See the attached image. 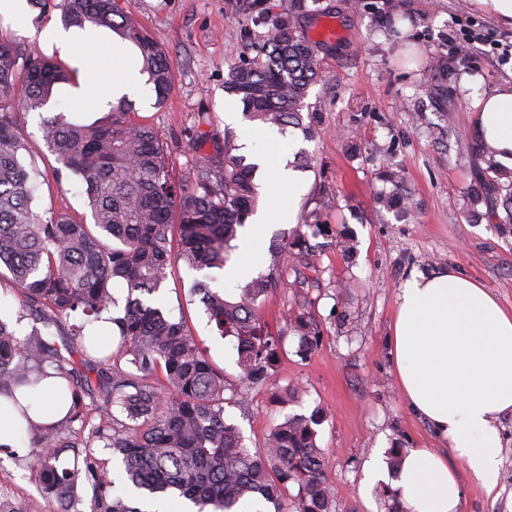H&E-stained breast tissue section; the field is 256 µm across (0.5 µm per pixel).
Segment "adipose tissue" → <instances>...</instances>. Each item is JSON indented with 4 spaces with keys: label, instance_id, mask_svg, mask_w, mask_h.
<instances>
[{
    "label": "adipose tissue",
    "instance_id": "obj_1",
    "mask_svg": "<svg viewBox=\"0 0 512 512\" xmlns=\"http://www.w3.org/2000/svg\"><path fill=\"white\" fill-rule=\"evenodd\" d=\"M473 107L471 133L492 149L496 164L512 169V85L476 98ZM294 221L292 205L269 200L243 232L244 257L225 269V285L252 279L269 225ZM388 345L405 403L451 450L447 456L430 448L405 450L395 487L406 512H463V472L486 496L498 498L499 421L512 416V311L459 273L415 274L399 294ZM57 387L49 378L27 395L25 419L0 394V451L26 453L28 422L48 425L65 416L68 406ZM452 457L458 467L449 465Z\"/></svg>",
    "mask_w": 512,
    "mask_h": 512
}]
</instances>
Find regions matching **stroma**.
<instances>
[{
	"mask_svg": "<svg viewBox=\"0 0 512 512\" xmlns=\"http://www.w3.org/2000/svg\"><path fill=\"white\" fill-rule=\"evenodd\" d=\"M285 0H132L141 24L169 53L174 90L166 103H136L135 109L166 144L176 174L189 176L204 157L220 152L228 129L224 115L242 112L224 80L245 47L283 13ZM342 14L344 41L319 55L321 79L305 100L317 131L305 138L286 127L272 160L306 151L310 170L301 172L296 213L319 211L322 223L347 233L354 252L343 257L324 238H314L316 284L302 282L299 259H287L273 294L260 299L264 320L283 333V349L270 382L250 388L239 381L231 339L219 336L191 284L197 273L183 263L169 270L162 302L184 319L209 362L222 371L224 417L241 431L242 444L263 447L271 429L293 415L319 413L318 444L330 459L327 482L338 512H387L374 471H387L394 443L407 448L446 446L429 424L415 416L398 388L387 340L398 293L414 274L453 270L487 288L512 309V229L493 224L485 203L467 211L465 195L474 161L466 145L448 140L449 131L469 125L475 98L512 83V61L486 52L459 55L451 37L476 25L512 43V25L474 7L472 0H356ZM60 23L58 11L37 17L29 4L18 15L0 14V35L20 50H38L49 60L74 68L75 82L60 97L81 122L105 115L112 78L138 68L134 47L104 28L72 29L74 42L93 43L92 54L64 51L40 41L41 32ZM446 70L438 83L425 74L435 62ZM477 77L475 88L461 85ZM454 124L446 126L444 112ZM41 118L23 116L22 132L33 178L32 210L40 218L68 212L90 218L79 177L55 180L57 166L40 134ZM399 172L412 211L403 216L377 202L391 192L389 171ZM349 287L336 296L337 282ZM316 320L320 338L308 355L298 352L291 321L302 312ZM503 439L498 500L473 483L465 485L464 512H512V416L500 422ZM33 454L0 456V492L26 503L30 512H52L31 467Z\"/></svg>",
	"mask_w": 512,
	"mask_h": 512,
	"instance_id": "35a3bbf8",
	"label": "stroma"
}]
</instances>
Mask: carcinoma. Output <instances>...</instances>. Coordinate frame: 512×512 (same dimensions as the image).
I'll use <instances>...</instances> for the list:
<instances>
[{"instance_id": "cac0c4a2", "label": "carcinoma", "mask_w": 512, "mask_h": 512, "mask_svg": "<svg viewBox=\"0 0 512 512\" xmlns=\"http://www.w3.org/2000/svg\"><path fill=\"white\" fill-rule=\"evenodd\" d=\"M42 12L60 11L67 28L104 27L136 48L145 84L157 104L174 88L168 52L118 0H29ZM295 3L261 35L264 47L244 53L231 68L224 88L240 96L245 117L258 125L294 124L309 130L302 109L320 79L318 46L301 31ZM72 73L38 52L19 51L0 37V269L9 273L31 329L24 334L0 319V394L14 387L36 388L50 376L69 392L65 417L50 426L30 425L39 449L35 477L43 497L58 504L53 512H143L127 497L178 496L197 512H243L247 502L264 501L275 512H336L327 484L329 459L317 445L320 417L296 415L277 425L260 450L242 445L237 426L224 419V374L215 369L181 320L160 302L167 269L183 262L203 272L224 268L235 249L238 228L258 205L255 165L237 154L233 134L224 133L222 159H204L189 179L174 175L158 133L140 121L126 96L108 103L91 123H77L56 110V90ZM22 112H47L42 140L55 156V174L78 176L85 186L93 223L68 214L43 221L32 211ZM472 150L485 167L473 182V197L489 204L501 226H512V176L500 181L492 151L475 142ZM504 216H498V208ZM313 234L334 238L346 256L352 243L315 210L307 215ZM311 254L302 227L282 247L270 250L269 273L228 300L218 288L200 282L209 323L221 336L236 339L239 380L249 387L269 383L282 333L272 331L258 312V300L276 286L285 254ZM126 284L124 314L111 318L121 344L93 330L114 304L112 284ZM65 328L79 341V371L71 350L52 340L51 327ZM298 352L318 342L320 330L307 313L295 318ZM117 407L119 414L108 412ZM99 422L91 423L92 414ZM100 445L121 459L124 489L116 488ZM297 488L290 507L282 506L288 486ZM389 512H406L397 490H378Z\"/></svg>"}]
</instances>
